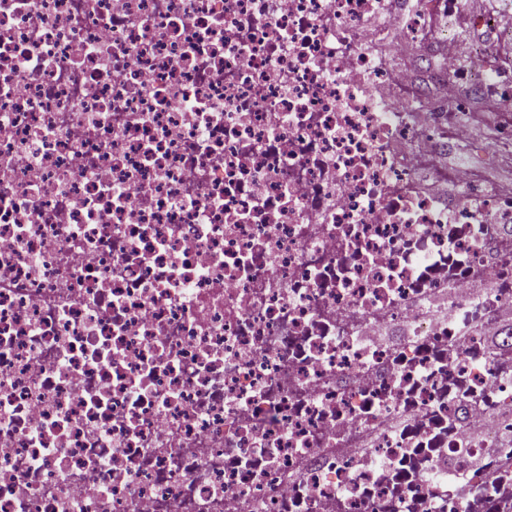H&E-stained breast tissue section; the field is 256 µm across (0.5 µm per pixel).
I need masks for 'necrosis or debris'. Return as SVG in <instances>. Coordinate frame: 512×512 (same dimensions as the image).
Returning a JSON list of instances; mask_svg holds the SVG:
<instances>
[{"mask_svg": "<svg viewBox=\"0 0 512 512\" xmlns=\"http://www.w3.org/2000/svg\"><path fill=\"white\" fill-rule=\"evenodd\" d=\"M462 6L0 0V512H512V181L442 163H512V60L452 52L512 23ZM451 159L454 156H457V158L467 164H471L472 167L480 170L482 174H491L496 176L497 178H507L509 175V172L507 170H499V171H493L501 166L500 164H491L489 163L486 158L479 154V153H469V152H463L458 150H449ZM453 152V153H451Z\"/></svg>", "mask_w": 512, "mask_h": 512, "instance_id": "obj_1", "label": "necrosis or debris"}]
</instances>
